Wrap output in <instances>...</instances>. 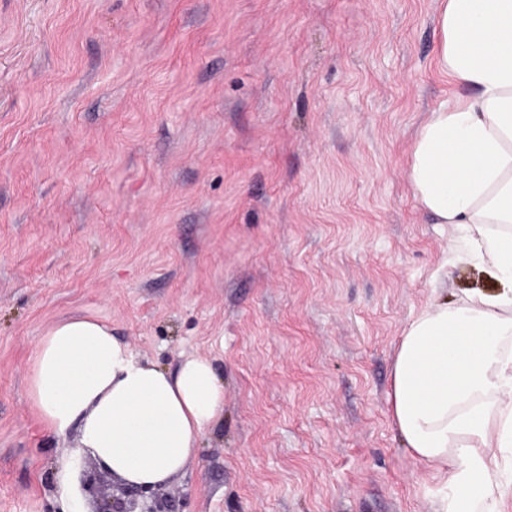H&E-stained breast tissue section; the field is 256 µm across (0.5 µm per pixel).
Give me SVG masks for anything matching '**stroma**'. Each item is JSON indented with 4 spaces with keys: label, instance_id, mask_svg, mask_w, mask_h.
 Masks as SVG:
<instances>
[{
    "label": "stroma",
    "instance_id": "obj_1",
    "mask_svg": "<svg viewBox=\"0 0 512 512\" xmlns=\"http://www.w3.org/2000/svg\"><path fill=\"white\" fill-rule=\"evenodd\" d=\"M437 0H0V512H65L26 388L93 316L224 412L176 512H434L390 416L411 318L489 287L407 178Z\"/></svg>",
    "mask_w": 512,
    "mask_h": 512
}]
</instances>
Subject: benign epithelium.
<instances>
[{
	"instance_id": "obj_1",
	"label": "benign epithelium",
	"mask_w": 512,
	"mask_h": 512,
	"mask_svg": "<svg viewBox=\"0 0 512 512\" xmlns=\"http://www.w3.org/2000/svg\"><path fill=\"white\" fill-rule=\"evenodd\" d=\"M83 486L89 493H101L96 512H174V505L151 487L123 484L120 494L110 491L112 473L94 470L83 474Z\"/></svg>"
}]
</instances>
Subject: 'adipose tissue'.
Returning a JSON list of instances; mask_svg holds the SVG:
<instances>
[{
    "instance_id": "ef3b65f1",
    "label": "adipose tissue",
    "mask_w": 512,
    "mask_h": 512,
    "mask_svg": "<svg viewBox=\"0 0 512 512\" xmlns=\"http://www.w3.org/2000/svg\"><path fill=\"white\" fill-rule=\"evenodd\" d=\"M436 35L437 66L465 93L420 126L408 179L432 222L454 228L448 253L495 287L431 303L409 322L391 413L406 448L434 470L436 512H502L512 493V0H439ZM27 380L45 430L79 433L59 472L72 512L83 454L155 487L196 458L224 410L208 358L169 374L91 317L52 327Z\"/></svg>"
}]
</instances>
